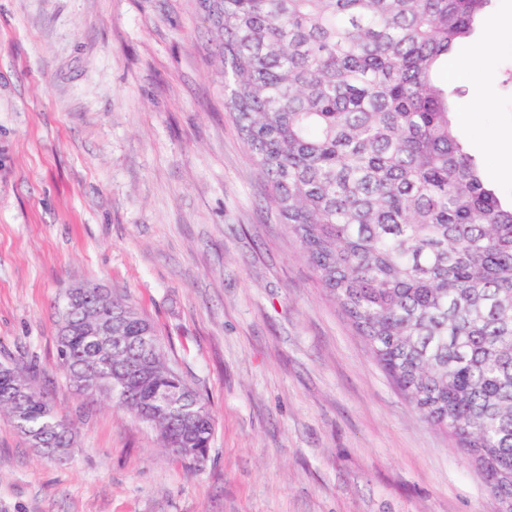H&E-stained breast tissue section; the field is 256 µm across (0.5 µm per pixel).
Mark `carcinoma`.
<instances>
[{
  "instance_id": "obj_1",
  "label": "carcinoma",
  "mask_w": 512,
  "mask_h": 512,
  "mask_svg": "<svg viewBox=\"0 0 512 512\" xmlns=\"http://www.w3.org/2000/svg\"><path fill=\"white\" fill-rule=\"evenodd\" d=\"M490 0H200L219 40L225 107L267 186V202L317 280L410 405L448 432L492 493L512 488V205L458 141L434 75ZM64 298L67 375L91 366L101 400L149 404L169 386L178 409L153 427L195 461L209 448L208 404L167 362L117 376L154 326L130 309L102 353ZM0 367V413L43 456L73 434L43 393Z\"/></svg>"
}]
</instances>
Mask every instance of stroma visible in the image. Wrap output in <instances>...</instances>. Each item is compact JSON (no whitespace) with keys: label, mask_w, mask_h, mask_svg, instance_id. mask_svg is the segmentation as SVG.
Instances as JSON below:
<instances>
[{"label":"stroma","mask_w":512,"mask_h":512,"mask_svg":"<svg viewBox=\"0 0 512 512\" xmlns=\"http://www.w3.org/2000/svg\"><path fill=\"white\" fill-rule=\"evenodd\" d=\"M512 22L491 0L445 63L456 134L512 202ZM83 283L128 298L208 400L204 463L78 396L56 307ZM0 364L75 433L42 457L0 413V512H502L317 283L224 107L196 0H0Z\"/></svg>","instance_id":"stroma-1"}]
</instances>
